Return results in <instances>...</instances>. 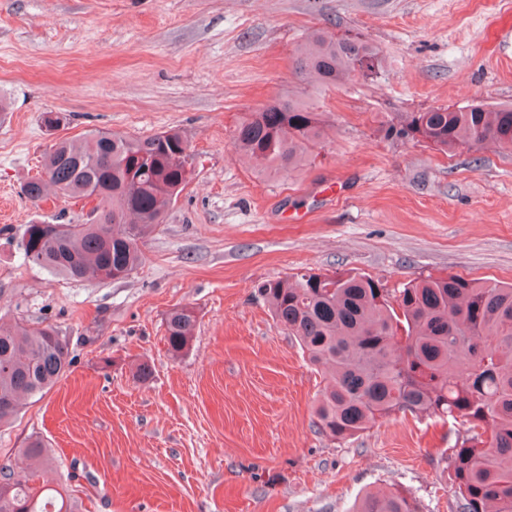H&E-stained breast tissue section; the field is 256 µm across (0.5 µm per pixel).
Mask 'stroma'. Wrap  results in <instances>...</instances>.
Wrapping results in <instances>:
<instances>
[{
	"label": "stroma",
	"instance_id": "35a3bbf8",
	"mask_svg": "<svg viewBox=\"0 0 512 512\" xmlns=\"http://www.w3.org/2000/svg\"><path fill=\"white\" fill-rule=\"evenodd\" d=\"M315 28L361 32L384 72L312 92L326 139L293 173L260 174L233 132L295 89ZM0 97V324L55 326L70 360L0 426L14 479L37 437L56 457L47 479L82 512H348L395 488L422 512H456L436 451L457 424L399 414L346 441L322 432L330 376L256 286L306 270L391 289L448 273L512 283V148L385 135L399 112L512 103V0H0ZM170 128L194 172L130 277L75 282L25 259V224L91 208L21 195L55 141ZM176 307L197 316L177 357L164 326Z\"/></svg>",
	"mask_w": 512,
	"mask_h": 512
}]
</instances>
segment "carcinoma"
I'll return each instance as SVG.
<instances>
[{"label": "carcinoma", "instance_id": "1", "mask_svg": "<svg viewBox=\"0 0 512 512\" xmlns=\"http://www.w3.org/2000/svg\"><path fill=\"white\" fill-rule=\"evenodd\" d=\"M384 55L360 33L311 32L296 50V77L308 88L336 87L355 76L377 78ZM325 113L309 96H277L235 130L234 148L271 175L299 168L324 136ZM442 149L478 150L492 141L512 148V105L475 102L452 109L405 112L385 129ZM142 167L131 172L128 160ZM195 156L180 130L131 138L95 130L60 140L45 154L42 174L23 191L34 203L50 192L86 199L105 221L24 226L25 258L71 280L129 277L143 243L186 185ZM276 321L299 342L311 364L332 370L317 410L320 427L339 441L397 413L451 419L465 428L458 448L437 451L451 470L456 512H512V284L456 274L410 281L390 290L370 276L306 271L257 284ZM194 312L165 317L169 352L190 344ZM68 347L50 324L0 325V425L21 400L50 387L69 365ZM31 478L52 459L37 440L21 450ZM0 466V512H79L78 501L55 488L16 483ZM352 512H421L405 490L365 493Z\"/></svg>", "mask_w": 512, "mask_h": 512}]
</instances>
